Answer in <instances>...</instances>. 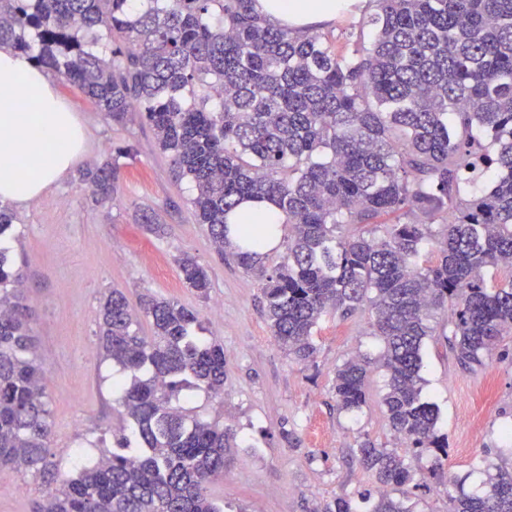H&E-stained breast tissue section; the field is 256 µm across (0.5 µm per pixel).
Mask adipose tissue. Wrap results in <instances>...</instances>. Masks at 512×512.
<instances>
[{
  "label": "adipose tissue",
  "instance_id": "obj_1",
  "mask_svg": "<svg viewBox=\"0 0 512 512\" xmlns=\"http://www.w3.org/2000/svg\"><path fill=\"white\" fill-rule=\"evenodd\" d=\"M346 0H254L279 24L313 26L335 19ZM29 109L16 111L20 100ZM84 131L46 70L19 51L0 50V201L24 205L64 177L82 149ZM28 176L19 180L17 168Z\"/></svg>",
  "mask_w": 512,
  "mask_h": 512
}]
</instances>
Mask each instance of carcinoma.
Here are the masks:
<instances>
[{
	"instance_id": "cac0c4a2",
	"label": "carcinoma",
	"mask_w": 512,
	"mask_h": 512,
	"mask_svg": "<svg viewBox=\"0 0 512 512\" xmlns=\"http://www.w3.org/2000/svg\"><path fill=\"white\" fill-rule=\"evenodd\" d=\"M145 4L0 0V49L30 54L115 124L139 113L177 178L193 183L194 216L217 252L263 282L266 321L286 353L313 357L323 317L368 309L384 351L336 368L337 407L361 410L380 370L395 437L413 450L445 447L422 399L433 322L448 317L445 340L465 370L512 335V0H368L351 28H369L371 47L348 54L331 33L282 27L253 0ZM104 29L108 54L97 50ZM135 154L118 147L82 173L95 203L112 201L120 159ZM414 212L425 221H407ZM15 220L0 203V238ZM178 268L208 299L205 267L185 256ZM200 330L199 312L174 299L135 311L110 292L101 343L133 435L47 490L36 512H224L208 489L234 433L182 404L186 392H224V346ZM50 431L30 307L0 249V469L52 474ZM357 457L379 484L370 512H413L391 493L414 478L406 457L367 437ZM486 485L470 493L448 477L450 512H512V470Z\"/></svg>"
}]
</instances>
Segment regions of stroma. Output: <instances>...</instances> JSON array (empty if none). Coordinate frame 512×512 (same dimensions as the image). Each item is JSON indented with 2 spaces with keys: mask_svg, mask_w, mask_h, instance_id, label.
Returning <instances> with one entry per match:
<instances>
[{
  "mask_svg": "<svg viewBox=\"0 0 512 512\" xmlns=\"http://www.w3.org/2000/svg\"><path fill=\"white\" fill-rule=\"evenodd\" d=\"M57 86L85 129L84 152L42 197L15 206L18 220L4 246L34 310L60 475L77 471L78 455L96 458L99 448H112L117 435L131 432L113 401L114 370L97 338L101 305L118 288L133 306L152 294L197 310L204 337L224 346L223 396H186L187 406L236 433L235 446L224 451V475L210 486L224 512H325L338 497L375 490L371 472L355 456L364 436L389 449L400 445L381 403L383 378L372 377L368 403L354 413L338 409L333 389L338 365L382 349L367 313L325 317L314 337L315 357L289 358L267 327L260 282L217 254L193 216L191 183L176 180L151 128L136 114L126 125L112 124L77 87L62 79ZM129 143L136 154L124 162L116 200L95 204L80 170ZM146 209L158 214V231L141 223ZM185 254L206 267L208 299L183 286L177 260ZM448 330L447 321L438 320L422 368L424 396L438 409L448 454L425 449L413 467H439L471 491L495 467L512 469V339L485 366L465 371L445 345ZM47 489L31 475L9 474L0 481V512H33ZM394 496L414 512L449 509L448 487L434 479L406 483Z\"/></svg>",
  "mask_w": 512,
  "mask_h": 512,
  "instance_id": "stroma-1",
  "label": "stroma"
}]
</instances>
